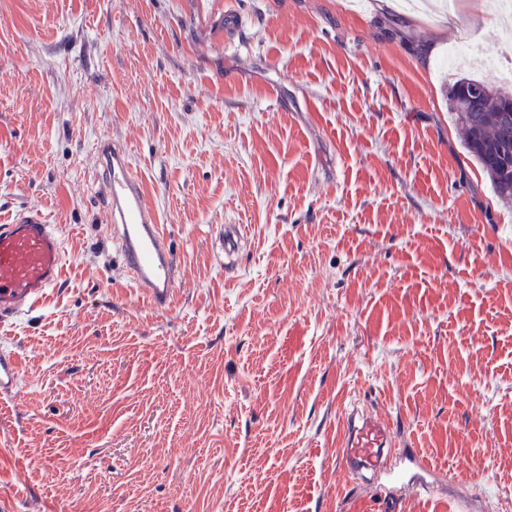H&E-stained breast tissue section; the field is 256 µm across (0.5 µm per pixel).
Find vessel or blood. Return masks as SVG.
I'll list each match as a JSON object with an SVG mask.
<instances>
[{"label":"vessel or blood","instance_id":"obj_1","mask_svg":"<svg viewBox=\"0 0 512 512\" xmlns=\"http://www.w3.org/2000/svg\"><path fill=\"white\" fill-rule=\"evenodd\" d=\"M99 183L107 204V222L118 235L119 250L136 290L157 308L171 304L175 292V259L158 227L138 173L128 153L111 142L96 147ZM64 269L62 240L47 215L23 209L0 224V320L28 312L58 286ZM21 375L15 352L0 350V396L12 395ZM395 441L391 427L378 416L355 407L342 421L338 441L344 469L381 466Z\"/></svg>","mask_w":512,"mask_h":512}]
</instances>
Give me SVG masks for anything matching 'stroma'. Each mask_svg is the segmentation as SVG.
Masks as SVG:
<instances>
[{
    "label": "stroma",
    "instance_id": "1",
    "mask_svg": "<svg viewBox=\"0 0 512 512\" xmlns=\"http://www.w3.org/2000/svg\"><path fill=\"white\" fill-rule=\"evenodd\" d=\"M376 2L0 0V216L42 210L65 251L0 322V512H367L350 403L428 468L399 463L401 512L512 499V203L449 105L477 72L439 67L433 0ZM101 140L175 255L165 309L113 244ZM21 375L20 359L14 351L0 350V396L15 393Z\"/></svg>",
    "mask_w": 512,
    "mask_h": 512
}]
</instances>
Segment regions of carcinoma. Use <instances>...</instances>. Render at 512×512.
I'll return each mask as SVG.
<instances>
[{
    "mask_svg": "<svg viewBox=\"0 0 512 512\" xmlns=\"http://www.w3.org/2000/svg\"><path fill=\"white\" fill-rule=\"evenodd\" d=\"M451 111L467 133L466 148L489 175L497 196L512 201V90L473 78L450 89Z\"/></svg>",
    "mask_w": 512,
    "mask_h": 512,
    "instance_id": "carcinoma-1",
    "label": "carcinoma"
}]
</instances>
